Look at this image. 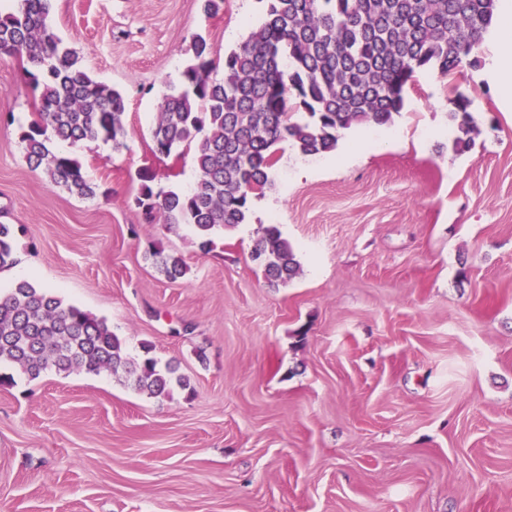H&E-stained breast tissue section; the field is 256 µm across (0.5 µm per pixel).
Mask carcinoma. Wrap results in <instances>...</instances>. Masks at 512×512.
Wrapping results in <instances>:
<instances>
[{"label":"carcinoma","mask_w":512,"mask_h":512,"mask_svg":"<svg viewBox=\"0 0 512 512\" xmlns=\"http://www.w3.org/2000/svg\"><path fill=\"white\" fill-rule=\"evenodd\" d=\"M498 0H267L263 17L224 56L223 76L207 40L197 35L178 83L165 85L151 129L152 153L168 157L195 145L196 179L182 192L154 187L155 172H138L134 197L148 224L193 226L207 252L219 229L248 221L251 201L271 186L278 145L304 156L336 150L344 131L364 123L384 125L405 104L416 74L450 77L475 60L470 54L492 25ZM52 0H22L16 13L0 14V57L27 62L38 94L37 120L21 129L30 167L80 198L98 185L69 146L98 140L123 146L125 99L120 90L90 76L78 53L48 24ZM451 121L473 128L470 99L457 87ZM144 257L168 281L189 270L182 255L148 244ZM250 258L269 286L299 274L288 240L276 225L262 230ZM16 263L14 229L0 222V270ZM29 379L53 370L123 372L134 390L169 398L189 388L177 368L127 352L106 320L66 302L50 289L21 280L0 298V365Z\"/></svg>","instance_id":"obj_1"}]
</instances>
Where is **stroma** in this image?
Returning a JSON list of instances; mask_svg holds the SVG:
<instances>
[{"label": "stroma", "mask_w": 512, "mask_h": 512, "mask_svg": "<svg viewBox=\"0 0 512 512\" xmlns=\"http://www.w3.org/2000/svg\"><path fill=\"white\" fill-rule=\"evenodd\" d=\"M263 0H53L49 22L125 97L127 135L69 152L99 186L79 198L25 159V68L0 59V221L20 280L103 318L132 355L150 344L190 381L146 397L103 371L31 380L0 367V512H512V97L476 65L409 85L388 124L335 152L280 145L248 224L145 223L137 172L189 190L191 151L151 152L166 83L195 36L223 59ZM472 101L455 152L449 84ZM438 125L444 132L426 135ZM277 225L299 275L268 287L250 260ZM181 253L171 283L148 242Z\"/></svg>", "instance_id": "stroma-1"}]
</instances>
